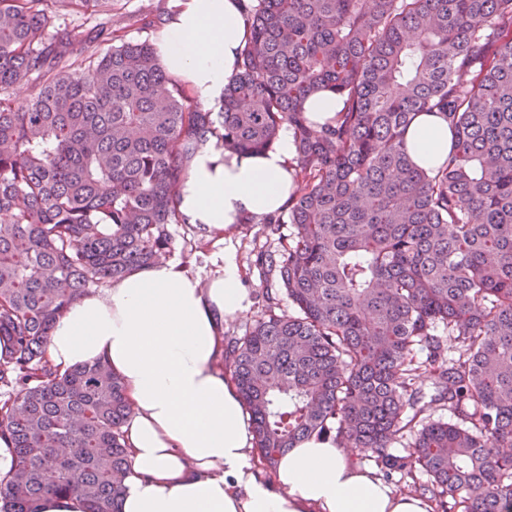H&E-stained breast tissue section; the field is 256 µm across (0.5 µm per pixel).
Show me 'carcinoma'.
<instances>
[{
	"label": "carcinoma",
	"instance_id": "1",
	"mask_svg": "<svg viewBox=\"0 0 512 512\" xmlns=\"http://www.w3.org/2000/svg\"><path fill=\"white\" fill-rule=\"evenodd\" d=\"M118 0H0V439L3 512L80 493L121 512L130 414L108 365L62 373L52 330L92 289L169 252L185 163L294 144L277 287L226 357L274 468L336 438L384 472L430 476L442 512L512 504V0H248L250 36L219 109L193 102L154 43L112 27ZM107 30L102 52L52 13ZM33 88L18 100L14 89ZM335 95L322 122L306 100ZM420 112L454 135L412 163ZM297 308L276 313L279 295ZM448 341H443V337ZM430 370L434 393L416 385ZM442 404L456 418L431 419ZM406 454L388 449L406 437ZM404 142L416 165L434 169L448 156L451 146L448 123L439 114L419 113L407 127Z\"/></svg>",
	"mask_w": 512,
	"mask_h": 512
}]
</instances>
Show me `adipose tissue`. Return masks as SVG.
Listing matches in <instances>:
<instances>
[{
	"label": "adipose tissue",
	"instance_id": "ef3b65f1",
	"mask_svg": "<svg viewBox=\"0 0 512 512\" xmlns=\"http://www.w3.org/2000/svg\"><path fill=\"white\" fill-rule=\"evenodd\" d=\"M247 0H171L155 43L173 79L219 106L249 31ZM413 162L439 166L451 134L436 113L414 116L404 134ZM290 135L275 149L237 155L215 140L188 159L178 208L209 233L274 214L293 190ZM208 281L160 261L82 296L56 323L47 358L59 371L106 362L125 386L123 427L131 471L122 512H432L397 493L326 437H311L280 459L276 483L258 479L251 413L217 362L224 321L247 312L237 265L213 260Z\"/></svg>",
	"mask_w": 512,
	"mask_h": 512
}]
</instances>
